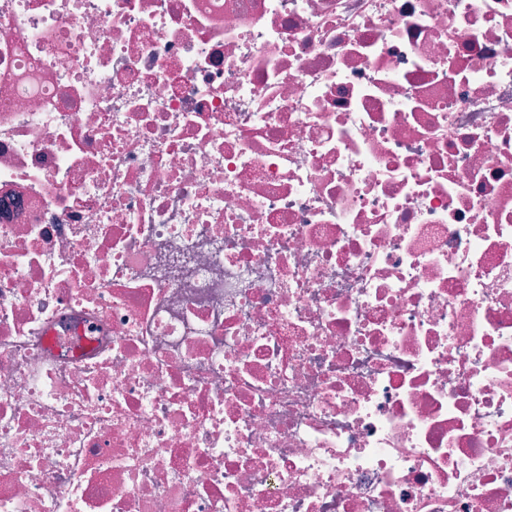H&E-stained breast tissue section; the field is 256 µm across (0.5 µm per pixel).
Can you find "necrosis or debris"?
<instances>
[{"label": "necrosis or debris", "instance_id": "obj_1", "mask_svg": "<svg viewBox=\"0 0 512 512\" xmlns=\"http://www.w3.org/2000/svg\"><path fill=\"white\" fill-rule=\"evenodd\" d=\"M0 512H512V0H0Z\"/></svg>", "mask_w": 512, "mask_h": 512}]
</instances>
